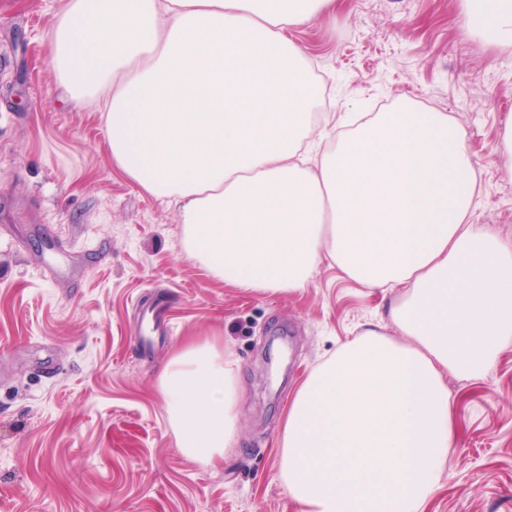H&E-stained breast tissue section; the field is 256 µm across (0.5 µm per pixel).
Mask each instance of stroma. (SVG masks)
Here are the masks:
<instances>
[{
  "instance_id": "stroma-1",
  "label": "stroma",
  "mask_w": 512,
  "mask_h": 512,
  "mask_svg": "<svg viewBox=\"0 0 512 512\" xmlns=\"http://www.w3.org/2000/svg\"><path fill=\"white\" fill-rule=\"evenodd\" d=\"M67 0H0V512H298L276 441L304 378L386 316L397 290L323 261L260 294L183 248L177 206L112 163L97 101L65 99L47 40ZM293 39L340 112L408 103L465 132L469 222L512 245V46L474 36L462 0H340ZM218 336L238 359L240 432L222 462L182 453L158 390L172 353ZM456 433L425 512H512V345L449 377Z\"/></svg>"
}]
</instances>
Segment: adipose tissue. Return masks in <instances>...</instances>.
Listing matches in <instances>:
<instances>
[{"instance_id":"adipose-tissue-1","label":"adipose tissue","mask_w":512,"mask_h":512,"mask_svg":"<svg viewBox=\"0 0 512 512\" xmlns=\"http://www.w3.org/2000/svg\"><path fill=\"white\" fill-rule=\"evenodd\" d=\"M473 31L512 45V0H465ZM336 0H68L48 41L75 103L106 96L114 165L180 206L183 246L212 276L265 294L331 260L400 289L389 318L297 388L278 437L299 512H423L448 474L446 375L486 376L512 344V248L473 231L461 126L409 104L365 113L314 165L318 94L288 35ZM234 352L205 336L159 378L182 452L205 465L238 431Z\"/></svg>"}]
</instances>
